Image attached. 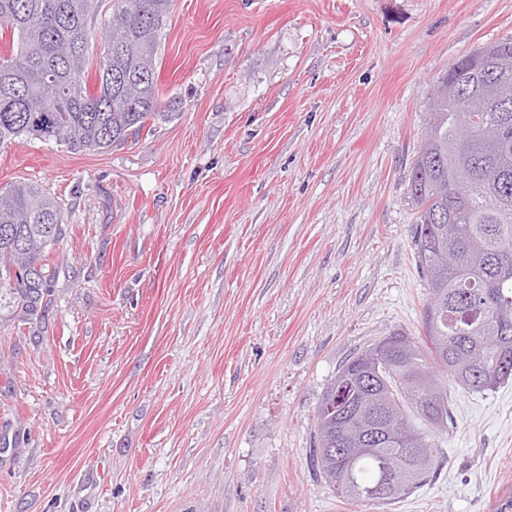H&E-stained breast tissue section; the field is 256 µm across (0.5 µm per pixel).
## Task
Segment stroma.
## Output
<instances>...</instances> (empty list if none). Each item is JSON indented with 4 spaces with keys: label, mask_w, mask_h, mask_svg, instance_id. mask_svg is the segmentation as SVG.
Returning a JSON list of instances; mask_svg holds the SVG:
<instances>
[{
    "label": "stroma",
    "mask_w": 512,
    "mask_h": 512,
    "mask_svg": "<svg viewBox=\"0 0 512 512\" xmlns=\"http://www.w3.org/2000/svg\"><path fill=\"white\" fill-rule=\"evenodd\" d=\"M512 0H174L166 118L0 148L64 203L49 311L0 319V512H498L512 381L449 390L433 480L357 506L317 477L339 366L419 338L412 162L438 75Z\"/></svg>",
    "instance_id": "1"
}]
</instances>
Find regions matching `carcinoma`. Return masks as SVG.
Returning a JSON list of instances; mask_svg holds the SVG:
<instances>
[{"mask_svg": "<svg viewBox=\"0 0 512 512\" xmlns=\"http://www.w3.org/2000/svg\"><path fill=\"white\" fill-rule=\"evenodd\" d=\"M173 0H0L11 54L0 53V147L19 138L100 151L140 133L160 112L155 61ZM104 20L103 50L91 51ZM489 67L459 59L430 91V124L408 191L416 208L413 255L428 288L424 338L401 331L341 365L357 380L358 412L396 416L383 438L345 452L344 410L326 390L315 412L313 462L348 502L389 505L428 484L435 439L448 432V386L492 391L512 380V37L477 50ZM97 82L87 86L90 66ZM57 87L49 100L46 83ZM59 198L33 183L0 188V313L52 303L50 247L65 234ZM401 359L376 387L360 383L395 343Z\"/></svg>", "mask_w": 512, "mask_h": 512, "instance_id": "cac0c4a2", "label": "carcinoma"}]
</instances>
